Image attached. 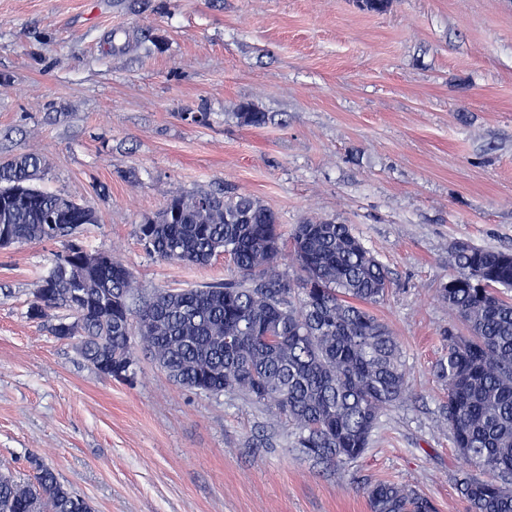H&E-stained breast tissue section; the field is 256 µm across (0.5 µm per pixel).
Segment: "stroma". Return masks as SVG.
I'll return each mask as SVG.
<instances>
[{
    "instance_id": "1",
    "label": "stroma",
    "mask_w": 512,
    "mask_h": 512,
    "mask_svg": "<svg viewBox=\"0 0 512 512\" xmlns=\"http://www.w3.org/2000/svg\"><path fill=\"white\" fill-rule=\"evenodd\" d=\"M23 152L147 293L233 272L145 251L173 195L246 193L287 232L349 225L393 281L373 312L409 388L361 458L315 464L287 421L174 384L142 345L131 379L100 374L28 318L63 245L25 244L0 250V473L44 464L95 512H369L378 481L469 512L433 374L462 324L436 290L457 242L512 250V0H0V161Z\"/></svg>"
}]
</instances>
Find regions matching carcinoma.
I'll list each match as a JSON object with an SVG mask.
<instances>
[{
    "instance_id": "obj_1",
    "label": "carcinoma",
    "mask_w": 512,
    "mask_h": 512,
    "mask_svg": "<svg viewBox=\"0 0 512 512\" xmlns=\"http://www.w3.org/2000/svg\"><path fill=\"white\" fill-rule=\"evenodd\" d=\"M240 122L258 127L251 105ZM41 158L23 153L0 164V225L17 245L64 242L27 315L63 309L49 326L79 337L78 348L103 373L131 352L134 338L191 390L241 393L297 430L299 451L339 466L368 448L381 411L407 387L400 347L370 310L390 288L388 272L350 227L307 220L291 233L301 276L278 271L282 235L275 213L247 194L200 191L172 197L139 225L144 249L160 259L206 266L229 256L238 276L202 288L140 292L132 272L101 250L87 271L78 233L88 207L33 186ZM453 274L439 299L465 326L448 331L434 376L448 391L444 419L465 470L460 489L471 512H512V253L453 249ZM36 481L0 474V512H94L90 501L35 464ZM370 512H435L403 485L363 486Z\"/></svg>"
}]
</instances>
